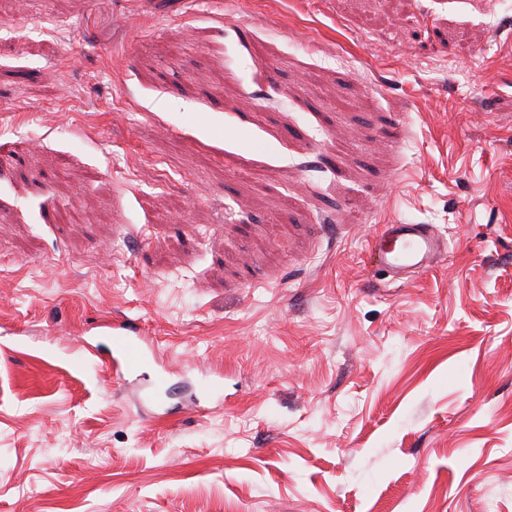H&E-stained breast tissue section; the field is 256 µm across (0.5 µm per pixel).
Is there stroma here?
I'll use <instances>...</instances> for the list:
<instances>
[{"mask_svg":"<svg viewBox=\"0 0 512 512\" xmlns=\"http://www.w3.org/2000/svg\"><path fill=\"white\" fill-rule=\"evenodd\" d=\"M405 8L0 0V512H512V0ZM375 264L391 272L394 279L424 272L447 254L444 239L427 224H383L369 247ZM111 371L117 382L125 381V375L139 370L146 364L149 354L156 355L157 346L140 336L136 326L129 322L113 324Z\"/></svg>","mask_w":512,"mask_h":512,"instance_id":"35a3bbf8","label":"stroma"}]
</instances>
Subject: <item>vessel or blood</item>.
I'll return each instance as SVG.
<instances>
[{"label":"vessel or blood","mask_w":512,"mask_h":512,"mask_svg":"<svg viewBox=\"0 0 512 512\" xmlns=\"http://www.w3.org/2000/svg\"><path fill=\"white\" fill-rule=\"evenodd\" d=\"M369 252L377 266L402 278L432 268L447 254L444 239L425 224H385L371 240ZM111 369L116 381L139 370L157 347L140 336L136 326L122 322L112 327Z\"/></svg>","instance_id":"b4317fda"}]
</instances>
